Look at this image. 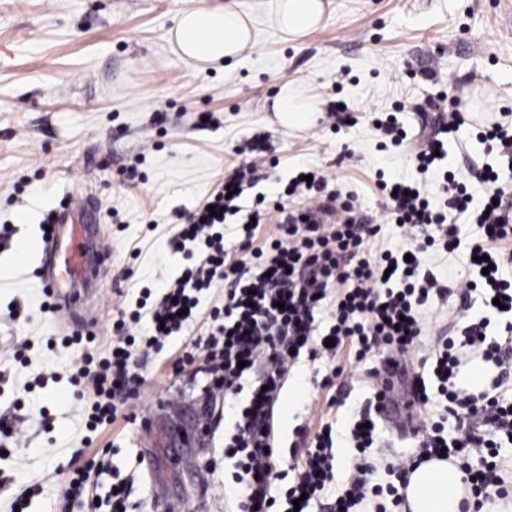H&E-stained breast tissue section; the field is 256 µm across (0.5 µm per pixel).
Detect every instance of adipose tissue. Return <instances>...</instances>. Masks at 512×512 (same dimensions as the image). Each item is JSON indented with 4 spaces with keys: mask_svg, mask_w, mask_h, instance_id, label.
Instances as JSON below:
<instances>
[{
    "mask_svg": "<svg viewBox=\"0 0 512 512\" xmlns=\"http://www.w3.org/2000/svg\"><path fill=\"white\" fill-rule=\"evenodd\" d=\"M327 7V0H275L273 13L280 31L296 39L320 26ZM171 36L186 58L201 64H225L251 43L252 20L228 2L218 7L202 6L181 12ZM273 110L283 128L303 131L313 125L319 104L301 99L285 86L275 97ZM463 478L454 461L422 463L409 474L404 489L411 512H465L463 502L469 492Z\"/></svg>",
    "mask_w": 512,
    "mask_h": 512,
    "instance_id": "ef3b65f1",
    "label": "adipose tissue"
}]
</instances>
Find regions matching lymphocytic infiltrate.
<instances>
[{
    "label": "lymphocytic infiltrate",
    "mask_w": 512,
    "mask_h": 512,
    "mask_svg": "<svg viewBox=\"0 0 512 512\" xmlns=\"http://www.w3.org/2000/svg\"><path fill=\"white\" fill-rule=\"evenodd\" d=\"M436 108L439 132L433 136H410L408 126L393 112L374 120L393 146L414 139L418 173L438 180L447 196L439 208L417 184H392L377 177L386 218L405 229L409 239L396 248H372L379 226L366 223L354 200L341 198L330 189L323 172L313 167L301 168L283 188L282 199L274 203L283 214L277 231L255 245L259 207L265 199L249 197L248 192L265 147L257 137L236 146L240 164L195 207L172 241L176 251L199 255V263L166 287L150 311L119 310L107 356H94L95 336L63 338V345L81 350L71 379L91 395L93 421H116L144 386V377L132 370L138 353L175 334L188 337V345L173 364L174 373L197 365L199 372L209 375L212 388L223 393L224 409L236 419L234 432L224 438V455L235 462L225 495L237 503L239 512H273L277 502L271 453L273 403L298 350L323 333L334 347L349 346L360 360L375 353H409L423 332L424 311L446 294L437 277L421 268L420 256L428 251L461 261L471 270L461 282L466 293L478 294L487 305L499 300L512 313V213L507 210L512 204V109L502 108L500 120L485 124L476 135L504 159L501 165L487 166L484 181L489 188L478 203L467 179L443 168L440 159L448 137L459 132L465 117L443 95L438 96ZM216 208L221 211L217 217L212 214ZM230 217L237 220L232 229L226 224ZM466 224L474 227L473 236L467 238L462 235ZM392 277L398 279V287H389ZM218 284L224 287V306L212 312L218 326L207 336L194 335L199 295ZM321 314L330 322L324 332L317 322ZM488 325L483 318L470 323L461 338L443 340L428 356L437 389L457 427L451 442L469 457L461 465L465 482L480 504L507 496L501 488L498 458L503 441L512 439V401L486 392L467 393L456 388L453 378L464 358L473 353L504 367L502 353L512 343L489 337ZM256 369L263 373L264 392L237 401L240 379L245 371ZM482 412L490 415L492 435L470 428L471 419ZM371 419V413L361 414L359 426L352 429L355 473L335 495L342 512H352L384 492L399 494L396 486L384 490L371 482L374 467L366 456L376 441ZM331 430V425H323L314 445L304 449L299 478L285 492L287 501H299L304 510L310 499L327 492L333 479ZM451 442L438 435L430 438L426 459L440 457Z\"/></svg>",
    "instance_id": "1"
}]
</instances>
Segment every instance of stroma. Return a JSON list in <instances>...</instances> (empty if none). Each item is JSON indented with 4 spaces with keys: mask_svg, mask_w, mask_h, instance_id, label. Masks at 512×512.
<instances>
[{
    "mask_svg": "<svg viewBox=\"0 0 512 512\" xmlns=\"http://www.w3.org/2000/svg\"><path fill=\"white\" fill-rule=\"evenodd\" d=\"M201 0H0V512H65L62 494L70 468L92 457L105 464L84 497L81 512H111L113 483H134L128 512H163L159 489L196 497L192 477L204 459L216 469L200 512H230L222 481L234 469L224 456V436L235 419L215 411L204 425L206 450L171 448L159 429V400L201 402L203 381L173 375L184 337L166 338L138 360L146 385L118 420L87 426L89 401L69 383L78 350L63 347L56 315L43 313L40 264L42 225L66 196L88 199V221L101 225L110 256L97 297L94 351L112 345V323L123 301L159 293L195 257L174 251L180 215L193 210L238 161L234 145L254 134L268 136L278 166L258 173L256 193L272 194L302 164L330 173L342 195H353L380 225L381 238L403 242L404 233L381 217L377 171L414 181L438 198V183L417 173L410 146L384 144L369 110L405 105L427 108L440 92L456 95L471 86H497L512 104V0H331L321 28L285 41L269 10L270 0H235L250 14L254 43L229 69L196 68L169 39L176 16ZM322 103L344 100L358 107V123L340 133L328 125L290 133L265 121L283 84ZM482 119H467L446 162L462 170L475 196L494 155L476 138ZM138 175L125 180V166ZM36 249L18 253L25 240ZM425 269L447 287L445 300L425 314L419 345L401 357L403 389L425 386L430 402L417 411L416 431L399 433L381 423L369 451L373 481L394 480L386 466L416 456L433 429L454 438V421L437 382L421 365L443 337H459L469 319L488 318L489 336L503 334L512 316L467 302L457 283L462 266L430 254ZM25 346L18 363L13 351ZM342 367L333 389L320 388L329 366ZM382 362L356 360L348 348L302 354L280 394L284 411L274 420L283 488L298 478L290 459L303 435L332 426L333 488L350 480L356 456L351 431L373 400L374 374Z\"/></svg>",
    "mask_w": 512,
    "mask_h": 512,
    "instance_id": "35a3bbf8",
    "label": "stroma"
}]
</instances>
